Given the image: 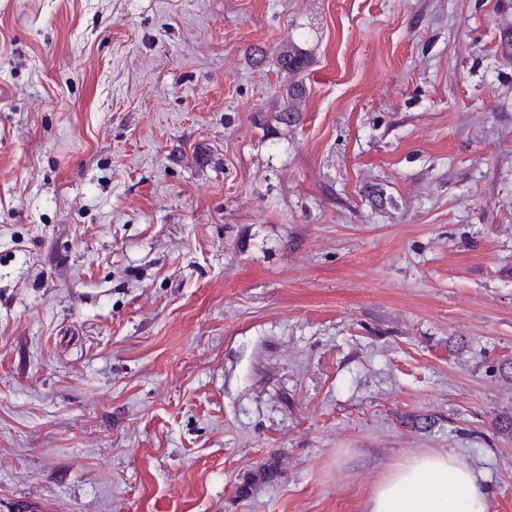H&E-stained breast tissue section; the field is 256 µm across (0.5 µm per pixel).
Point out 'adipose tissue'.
<instances>
[{"label": "adipose tissue", "mask_w": 512, "mask_h": 512, "mask_svg": "<svg viewBox=\"0 0 512 512\" xmlns=\"http://www.w3.org/2000/svg\"><path fill=\"white\" fill-rule=\"evenodd\" d=\"M482 476L454 454L410 457L377 483L367 512H489Z\"/></svg>", "instance_id": "adipose-tissue-1"}]
</instances>
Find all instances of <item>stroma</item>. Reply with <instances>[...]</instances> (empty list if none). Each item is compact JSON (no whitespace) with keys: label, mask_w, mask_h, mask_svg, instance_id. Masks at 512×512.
I'll return each instance as SVG.
<instances>
[{"label":"stroma","mask_w":512,"mask_h":512,"mask_svg":"<svg viewBox=\"0 0 512 512\" xmlns=\"http://www.w3.org/2000/svg\"><path fill=\"white\" fill-rule=\"evenodd\" d=\"M507 361L512 0H0V512H512ZM276 64L279 69L287 72L293 78L301 75L307 67L306 54L297 46L289 43L280 48L276 54ZM306 92L303 77L288 85L286 89V102L280 110L283 116L282 120L290 121L297 116V112H300L301 101L306 97ZM482 480L454 454L413 455L377 483L367 512H490Z\"/></svg>","instance_id":"35a3bbf8"}]
</instances>
